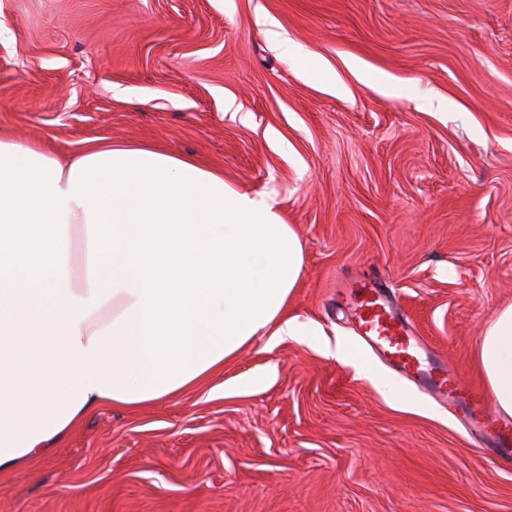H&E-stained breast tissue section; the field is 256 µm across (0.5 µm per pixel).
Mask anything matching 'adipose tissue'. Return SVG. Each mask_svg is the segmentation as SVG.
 Masks as SVG:
<instances>
[{
	"instance_id": "obj_1",
	"label": "adipose tissue",
	"mask_w": 512,
	"mask_h": 512,
	"mask_svg": "<svg viewBox=\"0 0 512 512\" xmlns=\"http://www.w3.org/2000/svg\"><path fill=\"white\" fill-rule=\"evenodd\" d=\"M33 221L51 231L42 275L14 261L15 228ZM303 264L267 196L189 159L103 143L64 163L0 140V471L49 455L99 404L179 395L257 337L315 342L288 312ZM478 362L512 417V304Z\"/></svg>"
}]
</instances>
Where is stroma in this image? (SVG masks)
<instances>
[{"instance_id":"35a3bbf8","label":"stroma","mask_w":512,"mask_h":512,"mask_svg":"<svg viewBox=\"0 0 512 512\" xmlns=\"http://www.w3.org/2000/svg\"><path fill=\"white\" fill-rule=\"evenodd\" d=\"M0 134L143 145L268 194L304 244L291 313L371 366L263 337L174 398L97 406L0 472V512H512V465L351 315L386 290L483 387L512 304V0H0Z\"/></svg>"}]
</instances>
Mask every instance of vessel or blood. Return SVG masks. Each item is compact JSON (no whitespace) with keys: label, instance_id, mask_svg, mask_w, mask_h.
I'll list each match as a JSON object with an SVG mask.
<instances>
[{"label":"vessel or blood","instance_id":"b4317fda","mask_svg":"<svg viewBox=\"0 0 512 512\" xmlns=\"http://www.w3.org/2000/svg\"><path fill=\"white\" fill-rule=\"evenodd\" d=\"M357 316L361 336L377 346L388 362L450 410L463 414L498 460L512 462V420L493 414L485 398L461 378L445 374L431 355L420 353L416 337L383 290L364 292Z\"/></svg>","mask_w":512,"mask_h":512}]
</instances>
